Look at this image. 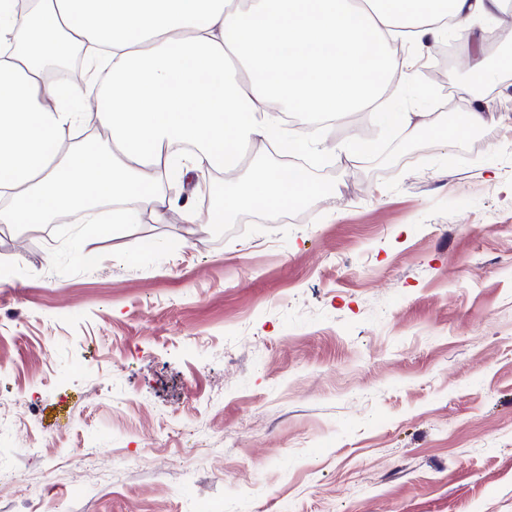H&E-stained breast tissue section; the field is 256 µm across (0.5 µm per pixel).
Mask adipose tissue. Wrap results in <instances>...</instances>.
<instances>
[{"instance_id":"1","label":"adipose tissue","mask_w":512,"mask_h":512,"mask_svg":"<svg viewBox=\"0 0 512 512\" xmlns=\"http://www.w3.org/2000/svg\"><path fill=\"white\" fill-rule=\"evenodd\" d=\"M11 2L0 0V224L34 228L73 211L86 224L144 211L220 224L256 205L280 223L322 188L245 169V144L263 146L286 111L383 121L378 102L409 85L414 49L450 27L478 38L507 0H31L22 13ZM76 48L104 84L91 118L108 133L78 147L64 133L90 117L57 109L48 79ZM177 144L200 176L225 173L223 204L202 212L158 190Z\"/></svg>"}]
</instances>
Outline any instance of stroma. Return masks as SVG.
<instances>
[{
  "instance_id": "1",
  "label": "stroma",
  "mask_w": 512,
  "mask_h": 512,
  "mask_svg": "<svg viewBox=\"0 0 512 512\" xmlns=\"http://www.w3.org/2000/svg\"><path fill=\"white\" fill-rule=\"evenodd\" d=\"M437 51L391 96L431 123L470 60ZM490 88L446 145L296 115L331 191L277 224H0V461L38 490L0 481V512H512V81Z\"/></svg>"
}]
</instances>
